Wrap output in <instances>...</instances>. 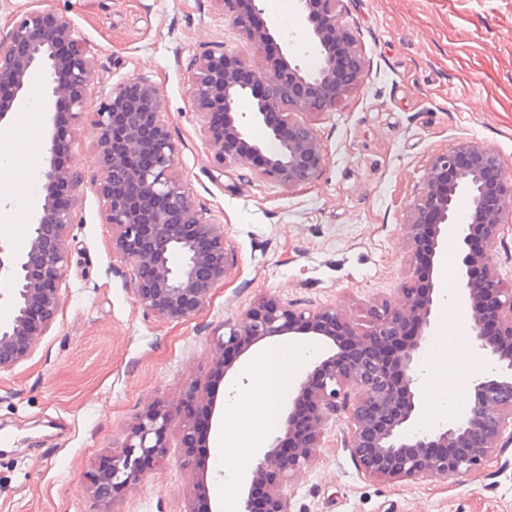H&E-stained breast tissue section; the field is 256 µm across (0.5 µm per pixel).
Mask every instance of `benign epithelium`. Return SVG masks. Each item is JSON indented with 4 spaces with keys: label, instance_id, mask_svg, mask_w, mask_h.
Segmentation results:
<instances>
[{
    "label": "benign epithelium",
    "instance_id": "benign-epithelium-1",
    "mask_svg": "<svg viewBox=\"0 0 512 512\" xmlns=\"http://www.w3.org/2000/svg\"><path fill=\"white\" fill-rule=\"evenodd\" d=\"M339 2L297 0L319 60L307 69L288 56V40L266 20L260 0H222L232 25L260 50V62L218 47L188 77L200 135L217 163L240 166L255 179L290 190L321 175L326 153L318 133L294 120L292 111L333 112L368 73L356 35L338 19ZM269 41L283 44L276 60L263 53ZM37 67L47 76L48 99L66 102L68 111L52 116L40 173L44 197L27 251L17 255L0 240V301L13 310L12 319L0 324V373L27 360L56 321L68 230L84 186L62 148L72 142L85 110L94 62L73 36L70 20L50 8L29 10L0 33V86L12 91L9 104L0 107L1 130L12 111L28 105V76ZM243 103L249 111H241ZM252 124L265 129L268 141L251 137ZM90 126L101 163L92 188L106 203L112 252L130 266L137 302L164 320L190 317L226 275L224 230L194 206L176 174L177 147L154 87L138 79L115 85ZM511 223L512 174L500 155L475 140L457 139L425 166L422 191L402 227L411 274L395 299L370 306L367 327L333 306L299 308L274 297L259 299L224 325L214 352L226 374L261 342L286 336L299 346L323 347L288 391L279 435L255 458L240 512H291L288 485L303 479L327 421L341 412L348 418V447L370 479L447 480L489 461L512 429V288L495 263L501 228ZM450 226L458 239L457 301L468 312L476 352L490 369L472 380L473 395L459 419L425 431L414 427L422 390L417 362L434 329V266ZM476 233L483 239L479 252L471 247ZM188 393L215 412V391L194 382ZM181 407V399L153 404L134 418L92 483L100 505L109 507L142 482L145 462L158 469L168 461L171 411ZM260 482L266 485L261 509L253 497Z\"/></svg>",
    "mask_w": 512,
    "mask_h": 512
}]
</instances>
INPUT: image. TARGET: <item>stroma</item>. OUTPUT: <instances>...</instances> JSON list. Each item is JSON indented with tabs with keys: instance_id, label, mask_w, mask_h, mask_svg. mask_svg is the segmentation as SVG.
Returning <instances> with one entry per match:
<instances>
[{
	"instance_id": "obj_1",
	"label": "stroma",
	"mask_w": 512,
	"mask_h": 512,
	"mask_svg": "<svg viewBox=\"0 0 512 512\" xmlns=\"http://www.w3.org/2000/svg\"><path fill=\"white\" fill-rule=\"evenodd\" d=\"M308 68L318 59L296 0H262ZM70 18L94 61L88 100L145 79L178 146L176 172L212 223L223 225L228 270L205 305L170 321L144 310L131 269L112 252L104 202L84 188L69 230V265L55 323L31 356L0 373V512H99L88 473L148 401L173 402L195 379L241 390L245 367L220 376L212 338L264 296L301 307L333 306L365 324L369 307L394 298L409 276L401 227L430 156L477 140L512 172V0H341L343 23L369 63L363 87L337 111L301 114L326 153L311 184L291 190L222 166L204 143L187 94L196 59L212 47L249 52L219 0H0V32L24 12ZM28 96L39 147L0 141V239L25 252L43 195L49 122L46 78ZM345 415L325 426L305 477L289 487L292 512H512V441L456 480L366 478L346 443ZM169 461L114 502L111 512H188L178 428Z\"/></svg>"
}]
</instances>
